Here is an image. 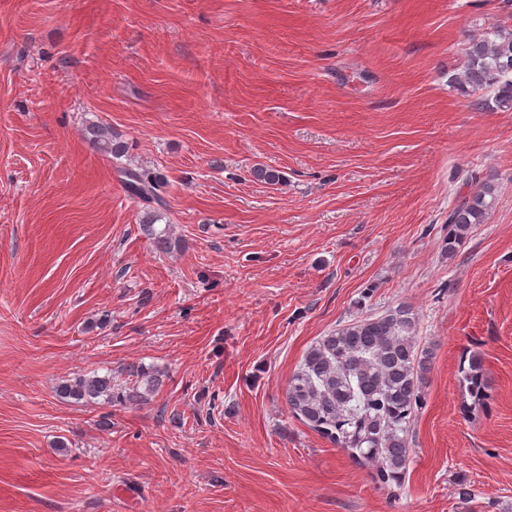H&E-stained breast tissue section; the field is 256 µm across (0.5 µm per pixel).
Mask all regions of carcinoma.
Here are the masks:
<instances>
[{"mask_svg": "<svg viewBox=\"0 0 512 512\" xmlns=\"http://www.w3.org/2000/svg\"><path fill=\"white\" fill-rule=\"evenodd\" d=\"M459 80L473 90L491 89L494 99L473 101L484 109L512 104V33L497 28L470 42ZM87 138L102 154L119 159L124 141L102 124L87 128ZM128 191L143 200L161 204L168 180L158 170H120ZM493 180L475 182L448 214L444 252L454 256L473 226L485 222L497 198ZM158 215L147 211L142 229L159 247H167L165 231H156ZM430 353L419 347L416 319L411 309L399 306L384 314L367 316L322 337L305 353L301 366L288 382L285 398L292 415L343 449L354 463L371 469L372 478L391 487L404 483L411 462L408 432L424 404L423 385ZM146 376L145 391L129 390L125 398L142 401L159 385V379L130 367L129 376ZM461 383L472 398L470 411L488 399L481 361L473 356L461 370ZM62 398L76 402L112 403V378L96 372L68 379L57 388Z\"/></svg>", "mask_w": 512, "mask_h": 512, "instance_id": "carcinoma-1", "label": "carcinoma"}]
</instances>
